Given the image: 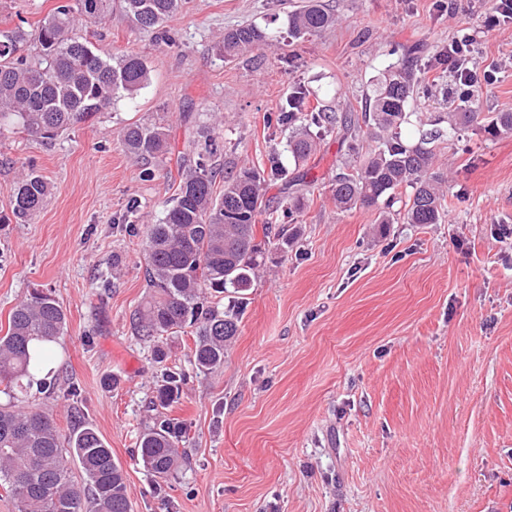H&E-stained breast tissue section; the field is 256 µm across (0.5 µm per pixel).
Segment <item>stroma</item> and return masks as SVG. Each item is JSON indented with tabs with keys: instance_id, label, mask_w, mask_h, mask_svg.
Listing matches in <instances>:
<instances>
[{
	"instance_id": "stroma-1",
	"label": "stroma",
	"mask_w": 512,
	"mask_h": 512,
	"mask_svg": "<svg viewBox=\"0 0 512 512\" xmlns=\"http://www.w3.org/2000/svg\"><path fill=\"white\" fill-rule=\"evenodd\" d=\"M56 2L0 0V29H33ZM301 2L182 0L167 43L113 7L80 32L103 55H142L147 87L52 141L0 132V336L34 290L67 314L55 388L25 404L62 434L98 431L131 512H512V133L476 124L438 143L442 222L401 220L383 236L378 209H336L329 185L347 144L321 137L295 217L280 180H267L280 223L299 235L288 252L270 250L246 295L225 294L238 331L223 367L195 369L189 332L163 339L156 362L131 326L146 294L143 227L174 195L177 159L214 146L218 191L245 165L294 169L290 131L275 121L293 86L310 108L360 111L411 46L423 85L447 74L437 56L466 28L481 70L495 73L480 111L512 112V23L486 28L492 0H323L335 25L297 38L288 14ZM242 24L272 43L224 60L216 45ZM132 122L163 124L169 151L126 152L119 132ZM28 165L51 191L18 224L12 189ZM169 370L185 379L165 415L187 435L179 467L160 479L137 440Z\"/></svg>"
}]
</instances>
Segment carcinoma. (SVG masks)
I'll return each instance as SVG.
<instances>
[{"mask_svg": "<svg viewBox=\"0 0 512 512\" xmlns=\"http://www.w3.org/2000/svg\"><path fill=\"white\" fill-rule=\"evenodd\" d=\"M181 0H120L138 33L168 38L164 24L180 8ZM112 12V0H60L53 13L35 30L0 31V127L12 126L36 138L52 140L79 123L111 107L118 98L132 99L146 87L150 68L139 54L124 52L103 57L77 32L78 22L96 24ZM320 0H307L288 15L291 35L301 37L335 24ZM40 46L41 62L28 63L22 54L29 40ZM271 44L269 34L246 25L224 33L217 49L224 59ZM421 80L414 64L388 66L366 95L361 114L341 115L308 110L306 96H288L277 122L292 128L288 152L306 163L316 142L311 127L343 131L356 164L331 183V196L342 211L358 206H391L395 192L411 188L403 219L408 224H439L445 211L442 178L434 172L435 144L476 122L477 96L470 87L441 80L443 94L456 102L446 116H438L419 140L410 144L398 129L407 122L408 105L419 94ZM484 131L512 132V112H498ZM375 146L363 150V139ZM124 148L144 159L168 151L167 129L161 125L128 124L120 131ZM208 150L182 170L165 216L146 225L145 282L148 295L133 314L137 335L158 340L187 327L196 328L193 363L200 373L224 365V354L238 331L234 313L204 304L205 294L217 298L228 290L252 287L265 263L262 244L286 252L295 234L270 221L262 224L263 243L256 241L257 218L264 205V171L244 166L224 178V191L213 190ZM288 194V211L298 210L300 192L312 187L308 173L288 175L270 161ZM48 182L35 168L23 170L12 191V215L18 224L30 221L43 207ZM67 316L52 295L33 291L10 312L8 329L0 336V385L5 391L26 394L35 375L50 361L52 346L65 336ZM185 375L168 371L157 388L155 406L165 409L178 400ZM185 430L167 418L140 434L137 455L152 475L167 477L178 463ZM79 464L87 488L74 483L70 463ZM17 512H131L125 476L112 458V449L89 426L61 434L52 415L18 404L0 406V483ZM51 490L50 495L43 493Z\"/></svg>", "mask_w": 512, "mask_h": 512, "instance_id": "1", "label": "carcinoma"}]
</instances>
